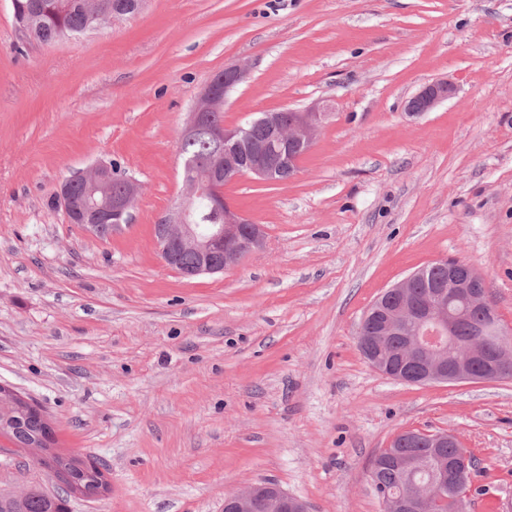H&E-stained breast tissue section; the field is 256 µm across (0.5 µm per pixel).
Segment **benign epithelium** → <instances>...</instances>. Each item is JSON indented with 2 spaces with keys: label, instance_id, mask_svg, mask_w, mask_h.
I'll return each mask as SVG.
<instances>
[{
  "label": "benign epithelium",
  "instance_id": "7a95c632",
  "mask_svg": "<svg viewBox=\"0 0 512 512\" xmlns=\"http://www.w3.org/2000/svg\"><path fill=\"white\" fill-rule=\"evenodd\" d=\"M248 70L242 66L224 69L207 84L194 103L181 132L180 141L193 140L208 131L229 147L249 141L251 124L233 128L224 126L218 114L207 103L223 94L229 95L243 83ZM455 93L453 84L436 81L422 87L407 102L406 110L413 114L429 112ZM326 109L313 105L303 110L281 109L266 112L256 119L268 133L264 141L253 144L246 162L224 150L213 161L201 168L187 182L184 198L158 225L156 246L164 263L175 268L185 252L196 256L192 267L181 270L187 278L201 274H214L236 266L246 255L265 247V234L261 225L253 223L224 197L228 184L227 171L237 170L236 177L253 175L264 182L276 181L278 168L267 161L274 142L288 138V143L310 150L322 124ZM104 198L89 202L96 190ZM140 193V185L130 176L112 177V165L96 164L88 172L78 171L65 178L56 190L58 204L69 220L81 225L88 233L100 236L103 227L113 233L131 217L133 204ZM209 199L217 209L224 210L222 224H196L194 214L197 201ZM436 265L448 267V283L420 302L408 306L400 302L381 310L382 319L375 335L366 338L363 349L371 365L382 374L408 384L487 382L512 379V332L501 330L489 342L479 335L466 345L463 354H455L459 337L456 325L472 314L489 315L493 305L483 276L471 265L455 261H438ZM402 346L400 362L394 360L395 345ZM5 397L6 414L0 416V435L17 439L18 446L32 460L41 465L53 452V428L49 419L44 426L32 431L26 420L35 403L9 387L0 388ZM429 447L446 448L448 443H459L451 432L425 436ZM469 455L461 453L453 466L443 462L425 482L415 478L420 460L412 456L400 459L407 473V490L396 497L397 512H426V505L444 498L448 481H467L470 476ZM94 487L77 479H69V493L90 498L108 489L102 477L93 481ZM223 512H308L307 506L272 483H255L224 499Z\"/></svg>",
  "mask_w": 512,
  "mask_h": 512
}]
</instances>
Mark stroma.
<instances>
[{
	"label": "stroma",
	"mask_w": 512,
	"mask_h": 512,
	"mask_svg": "<svg viewBox=\"0 0 512 512\" xmlns=\"http://www.w3.org/2000/svg\"><path fill=\"white\" fill-rule=\"evenodd\" d=\"M232 65L226 126L333 110L292 178L224 189L264 250L189 279L154 226L184 194L187 114ZM446 79L453 98L406 112ZM99 160L141 185L105 240L52 200ZM446 259L512 329V0H146L50 45L0 0V384L102 464L109 492L68 512H222L264 480L309 512H382L371 462L408 430L475 457L468 512H512V380L405 384L357 346L384 291ZM34 486L59 490L0 451V490ZM429 448H438V453L444 460H452L460 454L461 449L458 446L448 443L454 442L461 445L457 436L451 432H440L434 434H427L425 436ZM448 447V448H447Z\"/></svg>",
	"instance_id": "obj_1"
}]
</instances>
